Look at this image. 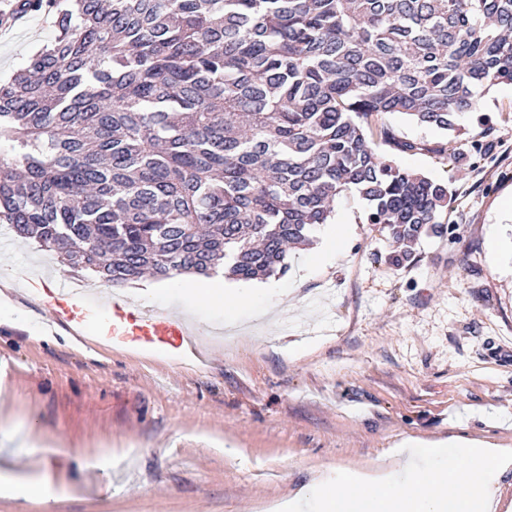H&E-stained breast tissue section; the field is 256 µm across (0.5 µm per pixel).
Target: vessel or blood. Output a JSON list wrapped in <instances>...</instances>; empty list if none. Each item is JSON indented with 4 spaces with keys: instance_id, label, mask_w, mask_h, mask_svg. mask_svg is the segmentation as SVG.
<instances>
[{
    "instance_id": "vessel-or-blood-1",
    "label": "vessel or blood",
    "mask_w": 512,
    "mask_h": 512,
    "mask_svg": "<svg viewBox=\"0 0 512 512\" xmlns=\"http://www.w3.org/2000/svg\"><path fill=\"white\" fill-rule=\"evenodd\" d=\"M41 300L51 309L55 319L77 326L82 324V291L71 287L68 281H59L55 288L44 290ZM108 334L119 343L131 339L166 349L181 348L190 340L189 329L182 318L158 309L115 314Z\"/></svg>"
}]
</instances>
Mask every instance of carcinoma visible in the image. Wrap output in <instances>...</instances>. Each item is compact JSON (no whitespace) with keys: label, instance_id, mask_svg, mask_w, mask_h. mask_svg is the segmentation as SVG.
<instances>
[{"label":"carcinoma","instance_id":"cac0c4a2","mask_svg":"<svg viewBox=\"0 0 512 512\" xmlns=\"http://www.w3.org/2000/svg\"><path fill=\"white\" fill-rule=\"evenodd\" d=\"M0 83V223L120 284L287 271L355 191L400 263L448 186L391 114L457 130L512 83V0H71Z\"/></svg>","mask_w":512,"mask_h":512}]
</instances>
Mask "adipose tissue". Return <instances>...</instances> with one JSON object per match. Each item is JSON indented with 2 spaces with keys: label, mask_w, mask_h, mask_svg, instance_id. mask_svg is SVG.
<instances>
[{
  "label": "adipose tissue",
  "mask_w": 512,
  "mask_h": 512,
  "mask_svg": "<svg viewBox=\"0 0 512 512\" xmlns=\"http://www.w3.org/2000/svg\"><path fill=\"white\" fill-rule=\"evenodd\" d=\"M426 466L405 465L396 471L397 454L371 466L365 479L353 472L314 482L318 512H500L497 482L512 469V448L467 438L425 441ZM43 479L0 473V497L45 502L67 495Z\"/></svg>",
  "instance_id": "obj_1"
}]
</instances>
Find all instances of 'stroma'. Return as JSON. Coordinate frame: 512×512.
<instances>
[{
  "mask_svg": "<svg viewBox=\"0 0 512 512\" xmlns=\"http://www.w3.org/2000/svg\"><path fill=\"white\" fill-rule=\"evenodd\" d=\"M55 35L53 15L33 14L0 39V83ZM385 121L427 143L394 159L447 185L445 233L397 263L365 201L337 197L330 224L268 278L300 299L271 321L257 298L229 316L173 281L145 295L104 284L0 228V286L19 309L0 315V471L77 488L46 505L0 498V512H263L405 438L512 447V84L479 95L450 135ZM449 140L453 163L432 152ZM21 269L83 289L82 329L17 287ZM118 293L185 318L195 359L104 342Z\"/></svg>",
  "mask_w": 512,
  "mask_h": 512,
  "instance_id": "1",
  "label": "stroma"
}]
</instances>
